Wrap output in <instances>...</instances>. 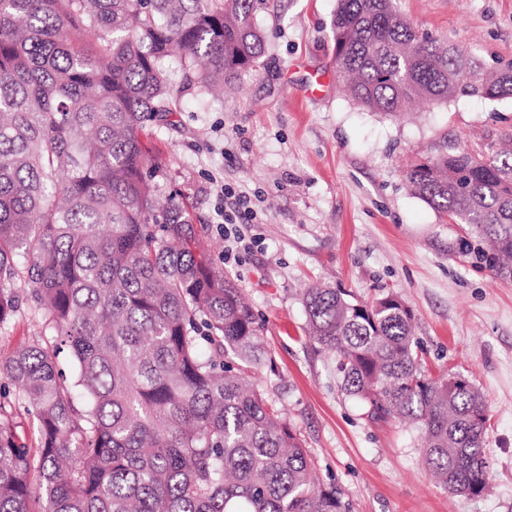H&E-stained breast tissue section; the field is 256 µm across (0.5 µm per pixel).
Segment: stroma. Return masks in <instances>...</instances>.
<instances>
[{"instance_id": "obj_1", "label": "stroma", "mask_w": 512, "mask_h": 512, "mask_svg": "<svg viewBox=\"0 0 512 512\" xmlns=\"http://www.w3.org/2000/svg\"><path fill=\"white\" fill-rule=\"evenodd\" d=\"M419 31L465 46L487 65L512 63V0H395ZM337 0H256L266 51L238 87L182 90L153 143L211 247L263 324L273 364L260 389L285 413L316 474L347 512H512V281L466 255L464 225L441 217L403 172L442 148L477 149L512 135V98L455 97L403 116L364 110L339 85ZM228 189L219 195L218 186ZM249 207L244 247L224 253L217 208ZM328 283L362 302L397 294L432 374L456 372L489 410L488 484L443 489L424 439L372 421L341 388L334 352L305 334L302 292Z\"/></svg>"}]
</instances>
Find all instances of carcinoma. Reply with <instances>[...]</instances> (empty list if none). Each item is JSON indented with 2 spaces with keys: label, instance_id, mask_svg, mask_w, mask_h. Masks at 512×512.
<instances>
[{
  "label": "carcinoma",
  "instance_id": "1",
  "mask_svg": "<svg viewBox=\"0 0 512 512\" xmlns=\"http://www.w3.org/2000/svg\"><path fill=\"white\" fill-rule=\"evenodd\" d=\"M333 33L336 74L371 112L512 97L511 65L419 31L393 0H338ZM263 53L254 0H0V329L22 298L42 325L0 359V512H343L251 382L262 325L184 199L158 198L172 71L205 96ZM405 180L512 278L511 151L445 149ZM303 304L370 418L422 429L439 483L481 494L487 406L462 375L427 373L405 302L316 283Z\"/></svg>",
  "mask_w": 512,
  "mask_h": 512
}]
</instances>
